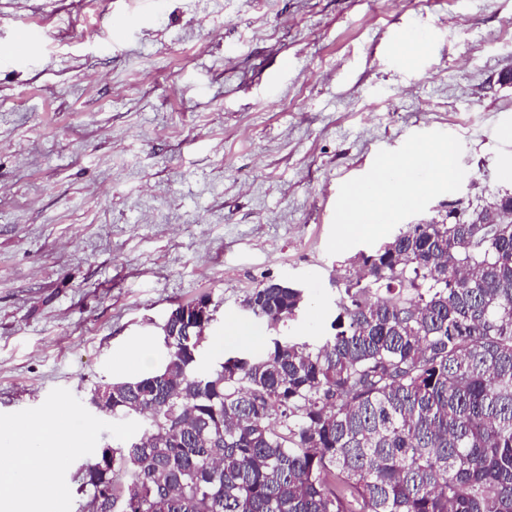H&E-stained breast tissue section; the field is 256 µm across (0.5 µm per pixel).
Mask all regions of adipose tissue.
<instances>
[{
  "mask_svg": "<svg viewBox=\"0 0 512 512\" xmlns=\"http://www.w3.org/2000/svg\"><path fill=\"white\" fill-rule=\"evenodd\" d=\"M57 428V411L50 408L30 417L8 433V441L0 448V460L19 463L16 474L0 473V500L19 501L50 490L55 481V468L65 451L48 438Z\"/></svg>",
  "mask_w": 512,
  "mask_h": 512,
  "instance_id": "1",
  "label": "adipose tissue"
}]
</instances>
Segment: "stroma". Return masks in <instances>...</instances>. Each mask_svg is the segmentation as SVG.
<instances>
[{
  "mask_svg": "<svg viewBox=\"0 0 512 512\" xmlns=\"http://www.w3.org/2000/svg\"><path fill=\"white\" fill-rule=\"evenodd\" d=\"M0 431L48 408L67 440L32 512H78L81 466L140 428L94 411L105 381L155 365L177 306L205 299L199 365L266 342L245 301L299 285L285 340L331 332L359 254L511 193L512 0H0ZM451 147L456 176L409 161ZM415 189L343 239L381 161ZM247 341L216 347L227 323ZM358 191L350 194L346 203V208L341 216L340 224H342V232L344 236L353 235L361 230V222L358 221L357 215L362 208L358 199Z\"/></svg>",
  "mask_w": 512,
  "mask_h": 512,
  "instance_id": "35a3bbf8",
  "label": "stroma"
}]
</instances>
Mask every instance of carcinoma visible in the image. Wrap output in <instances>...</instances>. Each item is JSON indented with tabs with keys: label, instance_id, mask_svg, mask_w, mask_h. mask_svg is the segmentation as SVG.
I'll use <instances>...</instances> for the list:
<instances>
[{
	"label": "carcinoma",
	"instance_id": "cac0c4a2",
	"mask_svg": "<svg viewBox=\"0 0 512 512\" xmlns=\"http://www.w3.org/2000/svg\"><path fill=\"white\" fill-rule=\"evenodd\" d=\"M412 224L353 264L333 333L203 371L182 337L112 383L136 438L83 467L98 512H512V224ZM304 289L246 300L275 330Z\"/></svg>",
	"mask_w": 512,
	"mask_h": 512
}]
</instances>
